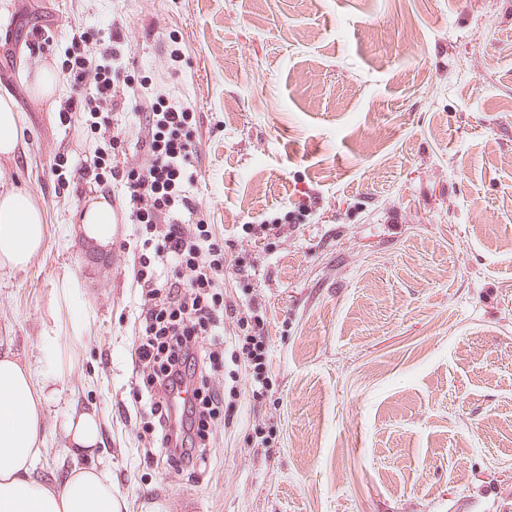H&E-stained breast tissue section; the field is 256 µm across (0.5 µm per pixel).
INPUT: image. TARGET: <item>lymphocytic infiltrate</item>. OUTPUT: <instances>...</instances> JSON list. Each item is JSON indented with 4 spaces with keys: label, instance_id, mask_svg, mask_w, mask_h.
I'll use <instances>...</instances> for the list:
<instances>
[{
    "label": "lymphocytic infiltrate",
    "instance_id": "lymphocytic-infiltrate-1",
    "mask_svg": "<svg viewBox=\"0 0 512 512\" xmlns=\"http://www.w3.org/2000/svg\"><path fill=\"white\" fill-rule=\"evenodd\" d=\"M119 41L114 28L104 34L72 33L67 109L93 116L130 111L138 118L137 140L148 156L144 164H120L117 155L126 136L101 120L99 131L114 155L94 151L82 159L80 169L90 184H101L107 174L122 180L128 221L143 225L147 233L133 264L136 282L147 296L135 349L150 414L143 437L157 449L165 468L193 473L206 465L212 424L231 416L234 408L226 391L213 382L224 368L227 347L243 355L253 396H262L269 386L266 324L258 301L244 306L225 297L223 240L203 222L182 218L192 209L186 186L195 180V112L163 96L150 109L139 107L138 93L120 65ZM159 265L171 271L161 286L154 278ZM228 317L242 331L230 346L223 339ZM183 389L191 391V400L172 410V394Z\"/></svg>",
    "mask_w": 512,
    "mask_h": 512
}]
</instances>
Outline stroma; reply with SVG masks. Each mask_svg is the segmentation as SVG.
I'll return each mask as SVG.
<instances>
[{"mask_svg": "<svg viewBox=\"0 0 512 512\" xmlns=\"http://www.w3.org/2000/svg\"><path fill=\"white\" fill-rule=\"evenodd\" d=\"M115 19L139 104L197 114L193 217L269 336L268 393L238 372L234 423L213 424L195 474L148 462L138 438L143 230L110 181L109 254L71 236L94 198L78 159L100 139L60 119L68 90L52 112L31 90L72 29ZM5 94L23 127L0 180L42 200L48 237L0 269V353L36 363L66 274L90 316L62 340L39 476L71 466L76 403L101 416L95 455L126 512H512V0H0Z\"/></svg>", "mask_w": 512, "mask_h": 512, "instance_id": "stroma-1", "label": "stroma"}]
</instances>
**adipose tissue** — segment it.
<instances>
[{"instance_id": "obj_1", "label": "adipose tissue", "mask_w": 512, "mask_h": 512, "mask_svg": "<svg viewBox=\"0 0 512 512\" xmlns=\"http://www.w3.org/2000/svg\"><path fill=\"white\" fill-rule=\"evenodd\" d=\"M114 225L112 202L100 197L82 210L71 234L90 251L105 254L112 247ZM46 234L43 202L15 185L0 188V269L26 268L44 249ZM50 319L36 365L0 354V512H120L111 471L92 458L102 442L96 411L70 407L66 450L75 463L54 483L37 475L46 445L43 406L67 382L61 339H81L88 323L79 276L61 278Z\"/></svg>"}]
</instances>
